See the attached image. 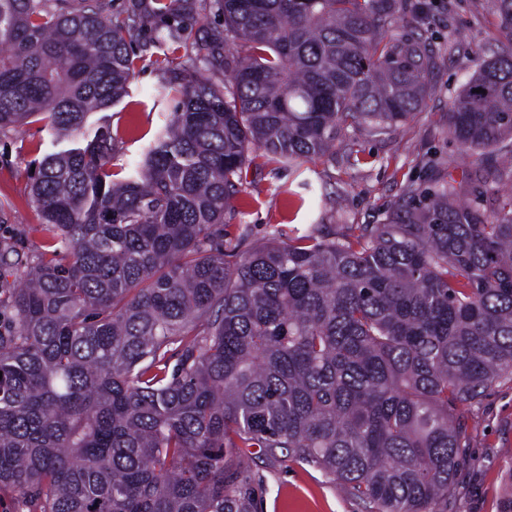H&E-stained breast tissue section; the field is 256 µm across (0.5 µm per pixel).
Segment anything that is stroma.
Listing matches in <instances>:
<instances>
[{"instance_id": "1", "label": "stroma", "mask_w": 512, "mask_h": 512, "mask_svg": "<svg viewBox=\"0 0 512 512\" xmlns=\"http://www.w3.org/2000/svg\"><path fill=\"white\" fill-rule=\"evenodd\" d=\"M425 0H409V18L441 46L438 68L425 105L400 129L376 134L362 127L336 145L334 155L301 162L299 167L256 156L245 191L235 201L236 214L224 226L225 238L244 246L287 240L289 233L320 228L336 238L361 224L383 223L402 190L427 183L428 155L443 157L448 174L463 180L471 165L448 136V110L473 76L505 38L489 0H441L420 16ZM185 30L182 43L156 46L155 29L169 23ZM224 18L213 0H195L192 12L174 16L146 13L144 28L132 44L134 74L127 95L104 113L112 129L122 132L115 165H141L155 133L169 121L178 91L161 97L157 88L174 69L183 68L193 43L223 30ZM54 138L44 123L34 122L0 132V243L22 260L42 251L44 234L30 193L34 162L70 148ZM476 429L459 456L460 493L435 504L433 512H502L512 494V380L504 378L488 391L475 412ZM263 493L257 512H370L368 502L346 494L338 481L319 467L264 449H250Z\"/></svg>"}]
</instances>
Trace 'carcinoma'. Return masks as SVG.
Returning <instances> with one entry per match:
<instances>
[{
    "label": "carcinoma",
    "mask_w": 512,
    "mask_h": 512,
    "mask_svg": "<svg viewBox=\"0 0 512 512\" xmlns=\"http://www.w3.org/2000/svg\"><path fill=\"white\" fill-rule=\"evenodd\" d=\"M56 2L0 0V132L80 134L127 93L143 19ZM490 6L509 45L448 112L473 170L429 156L428 184L349 238L243 250L224 224L251 153L318 159L420 111L439 49L394 26L405 0H216L224 34L174 73L142 166L117 178L108 126L44 157L51 250L0 291V490L20 512H256L242 448L313 463L374 512L455 496L473 411L512 378V0Z\"/></svg>",
    "instance_id": "obj_1"
}]
</instances>
